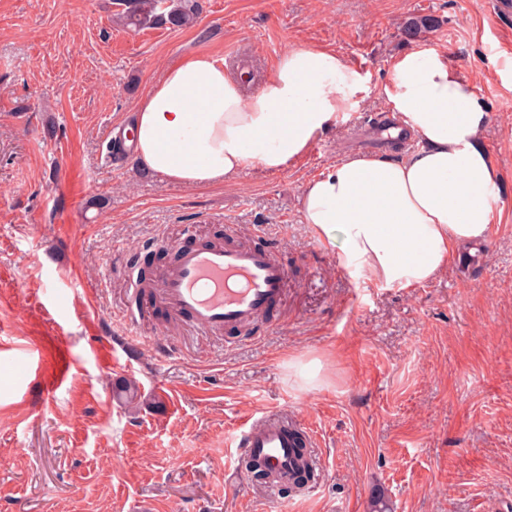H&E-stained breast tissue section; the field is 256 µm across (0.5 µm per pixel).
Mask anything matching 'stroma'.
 <instances>
[{"instance_id":"obj_1","label":"stroma","mask_w":512,"mask_h":512,"mask_svg":"<svg viewBox=\"0 0 512 512\" xmlns=\"http://www.w3.org/2000/svg\"><path fill=\"white\" fill-rule=\"evenodd\" d=\"M188 28L135 31L117 0H0V512H512V11L494 0H200ZM437 30L406 37L413 17ZM443 49L489 112L498 174L491 238L429 283L351 278L303 224L302 185L343 155L387 150L374 120L393 57ZM368 73L358 112L277 171L189 187L108 163L162 69L205 51L259 89L290 46ZM289 267L272 322L205 334L154 306L128 361L131 260L157 242L223 240L226 225ZM77 374L44 398L3 371L53 337ZM168 349L159 356L155 345ZM318 374L305 384L299 367ZM136 384V405L113 396ZM288 406L325 471L277 502L239 483L231 437Z\"/></svg>"}]
</instances>
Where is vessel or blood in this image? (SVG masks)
Masks as SVG:
<instances>
[{
  "label": "vessel or blood",
  "mask_w": 512,
  "mask_h": 512,
  "mask_svg": "<svg viewBox=\"0 0 512 512\" xmlns=\"http://www.w3.org/2000/svg\"><path fill=\"white\" fill-rule=\"evenodd\" d=\"M175 263L156 278L153 288H142L131 277L128 293L133 305L123 312L129 330H136L141 310L162 306L177 319L212 333L230 332L262 321L283 300L289 270L275 252L246 240L227 238L224 244H174ZM45 396L53 394L73 375L68 346L55 341L48 356L38 357ZM299 425L287 407L262 413L233 435L239 456H250L272 470L275 481L268 490L281 495L288 490L295 463Z\"/></svg>",
  "instance_id": "1"
}]
</instances>
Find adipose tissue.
<instances>
[{
	"mask_svg": "<svg viewBox=\"0 0 512 512\" xmlns=\"http://www.w3.org/2000/svg\"><path fill=\"white\" fill-rule=\"evenodd\" d=\"M380 94L418 148L343 156L305 183L301 214L318 244L338 245L337 263L351 276L410 288L446 270L462 245L488 239L501 215L499 175L480 143L486 106L443 50L422 44L398 55ZM369 95L368 75L322 47L285 49L251 94L210 54H187L132 115L134 161L192 187L275 171Z\"/></svg>",
	"mask_w": 512,
	"mask_h": 512,
	"instance_id": "obj_1",
	"label": "adipose tissue"
}]
</instances>
